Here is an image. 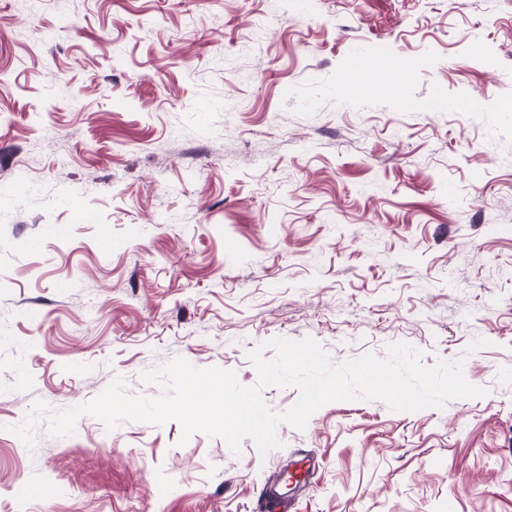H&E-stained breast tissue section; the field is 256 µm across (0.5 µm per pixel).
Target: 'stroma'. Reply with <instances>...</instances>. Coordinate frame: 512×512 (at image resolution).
Returning a JSON list of instances; mask_svg holds the SVG:
<instances>
[{
    "label": "stroma",
    "mask_w": 512,
    "mask_h": 512,
    "mask_svg": "<svg viewBox=\"0 0 512 512\" xmlns=\"http://www.w3.org/2000/svg\"><path fill=\"white\" fill-rule=\"evenodd\" d=\"M360 57L382 95L344 89ZM306 337L487 394L330 402L264 456L9 431L177 356L252 386ZM305 456L295 512H512V0H0V512H254Z\"/></svg>",
    "instance_id": "1"
}]
</instances>
